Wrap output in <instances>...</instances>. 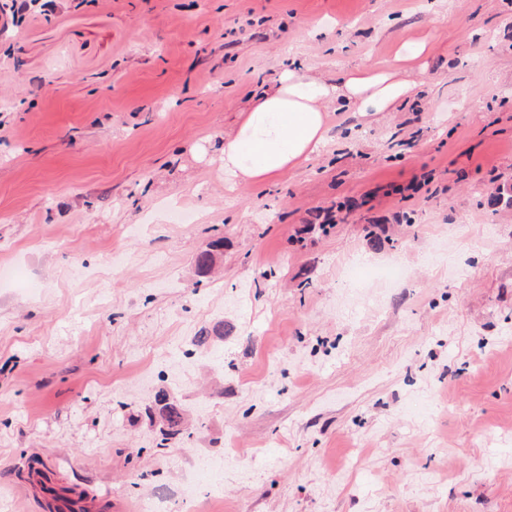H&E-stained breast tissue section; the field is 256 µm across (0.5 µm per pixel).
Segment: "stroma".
<instances>
[{
  "label": "stroma",
  "mask_w": 512,
  "mask_h": 512,
  "mask_svg": "<svg viewBox=\"0 0 512 512\" xmlns=\"http://www.w3.org/2000/svg\"><path fill=\"white\" fill-rule=\"evenodd\" d=\"M5 2L0 512H41L43 464L139 512L202 454L222 512H512V0ZM294 61L415 87L225 190V136Z\"/></svg>",
  "instance_id": "1"
}]
</instances>
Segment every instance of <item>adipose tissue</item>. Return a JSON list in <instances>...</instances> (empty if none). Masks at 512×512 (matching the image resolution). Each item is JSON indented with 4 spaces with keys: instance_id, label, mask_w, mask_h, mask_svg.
Returning <instances> with one entry per match:
<instances>
[{
    "instance_id": "adipose-tissue-1",
    "label": "adipose tissue",
    "mask_w": 512,
    "mask_h": 512,
    "mask_svg": "<svg viewBox=\"0 0 512 512\" xmlns=\"http://www.w3.org/2000/svg\"><path fill=\"white\" fill-rule=\"evenodd\" d=\"M414 85L395 69L357 68L333 84L291 66L253 94L224 140L228 189L267 182L299 169L325 142L331 108L361 114L392 111Z\"/></svg>"
}]
</instances>
